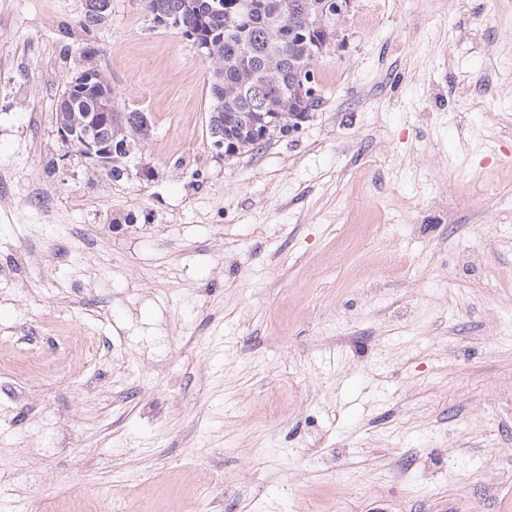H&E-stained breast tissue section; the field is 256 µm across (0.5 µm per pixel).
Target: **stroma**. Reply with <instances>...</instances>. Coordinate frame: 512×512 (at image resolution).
Masks as SVG:
<instances>
[{"label":"stroma","mask_w":512,"mask_h":512,"mask_svg":"<svg viewBox=\"0 0 512 512\" xmlns=\"http://www.w3.org/2000/svg\"><path fill=\"white\" fill-rule=\"evenodd\" d=\"M83 6L0 0V512H512V0H352L309 120L229 160L196 46ZM88 45L152 179L57 133ZM85 10L87 13L92 14L97 24H101L107 20L111 14L112 1L111 0H85ZM85 10L78 21L79 26L83 31H90L96 27H93L92 18L87 16ZM484 258V251L481 248L465 247L458 253L457 265L465 272L478 273L485 267Z\"/></svg>","instance_id":"stroma-1"}]
</instances>
